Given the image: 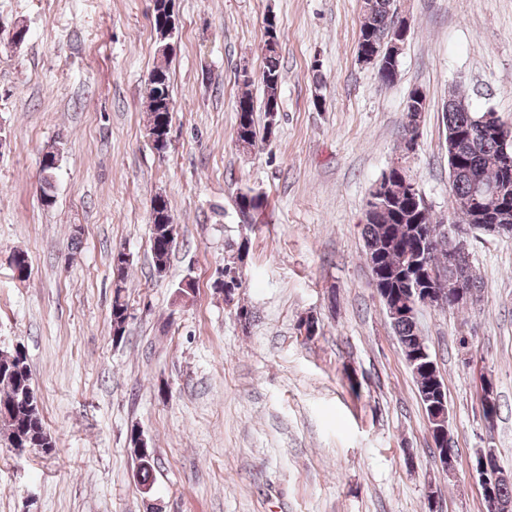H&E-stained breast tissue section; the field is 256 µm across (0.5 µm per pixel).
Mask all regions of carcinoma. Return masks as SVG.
Wrapping results in <instances>:
<instances>
[{
  "label": "carcinoma",
  "mask_w": 512,
  "mask_h": 512,
  "mask_svg": "<svg viewBox=\"0 0 512 512\" xmlns=\"http://www.w3.org/2000/svg\"><path fill=\"white\" fill-rule=\"evenodd\" d=\"M394 0H365L363 21L359 29L358 43L369 42L379 46L375 60L378 79L389 86L394 83L398 72V56L391 49L382 46L383 38L396 35ZM150 72L148 91L149 121L147 132L153 140L154 148L164 152L169 144L171 116L169 104L173 101L170 92V73L168 54ZM265 87L264 112L268 118L266 134H271L276 113L271 107H279L280 62L276 48L265 51V67L261 75ZM453 101L445 103L442 111L444 133L455 132L461 136L459 144L460 158L455 168V176L450 186V197L460 199L477 198L478 204L486 211L496 214L502 208H509L512 218V173L507 175L498 166L501 143L490 135L478 130L475 119L479 113L473 111L465 97L452 92ZM427 96L415 88L406 100V117L412 118L426 109ZM236 127L235 143L242 150L254 147L260 136L256 120V105L248 94L239 96L235 101ZM42 197L44 206L55 204L54 168H41ZM407 171L394 170L390 174V196L384 198L374 212L373 219L363 225V255L370 268L372 281L381 298L389 301L410 296L412 288H431L430 282L422 283L416 271L408 263V258L416 253H427L430 264L442 267L443 281L452 288L457 283L456 269L446 265L442 258L448 255V242L436 239L445 237L437 231V224L422 204L409 196V187L405 185ZM509 183V195L496 197L482 194L480 189L498 186L503 181ZM268 200L249 191L236 198V208L258 217L267 208ZM167 201L159 207L151 206L150 240L154 269L157 275L165 273L172 252L170 242L174 238ZM127 262L121 253L112 255V281L115 282L110 311L112 340L122 342L126 338V329L131 313L125 295V283L128 277ZM390 324L404 355L421 356L419 369L413 370L418 393L435 395L436 377L431 355H422L427 346L419 334L417 316L402 315L390 320ZM22 394H35L32 386L31 370L27 354L20 356L11 352L0 357V435L9 448H52L54 443L47 432L44 419L39 410H27L19 401Z\"/></svg>",
  "instance_id": "obj_1"
}]
</instances>
